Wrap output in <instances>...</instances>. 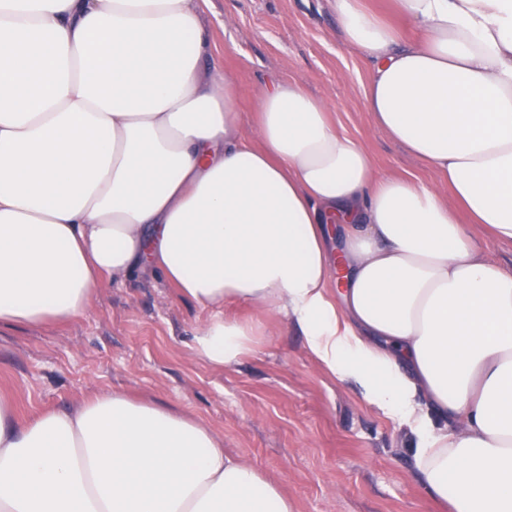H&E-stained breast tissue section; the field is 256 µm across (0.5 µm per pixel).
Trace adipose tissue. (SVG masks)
I'll return each instance as SVG.
<instances>
[{
  "label": "adipose tissue",
  "instance_id": "obj_1",
  "mask_svg": "<svg viewBox=\"0 0 512 512\" xmlns=\"http://www.w3.org/2000/svg\"><path fill=\"white\" fill-rule=\"evenodd\" d=\"M334 0L364 110L438 184L377 173L329 103L261 93L247 135L201 0H0V329L66 323L150 270L208 312L212 367L283 319L416 439L428 497L512 512V0ZM0 512H296L201 419L108 390L22 421L0 397Z\"/></svg>",
  "mask_w": 512,
  "mask_h": 512
}]
</instances>
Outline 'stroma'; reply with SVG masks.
Here are the masks:
<instances>
[{"label": "stroma", "mask_w": 512, "mask_h": 512, "mask_svg": "<svg viewBox=\"0 0 512 512\" xmlns=\"http://www.w3.org/2000/svg\"><path fill=\"white\" fill-rule=\"evenodd\" d=\"M203 24L213 61L235 78L246 132L260 93L292 80L329 102L378 172L434 181L372 125L369 69L343 42L331 0H207ZM224 313L254 322L259 336L253 354L215 369L192 351L206 314L176 288L152 272L104 282L69 323L0 331V394L23 419L110 389L192 413L278 479L297 512H446L416 478L407 428L325 372L287 323L249 305Z\"/></svg>", "instance_id": "stroma-1"}]
</instances>
